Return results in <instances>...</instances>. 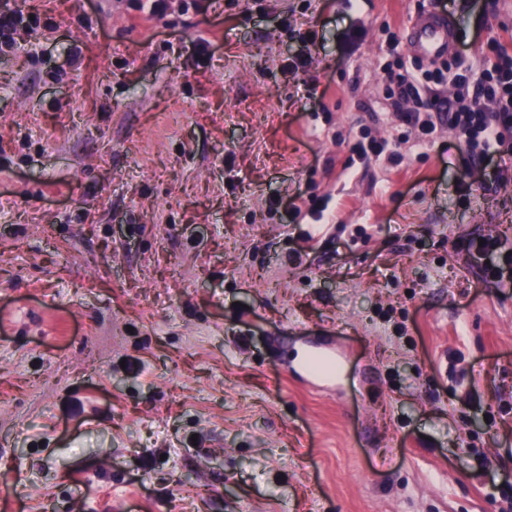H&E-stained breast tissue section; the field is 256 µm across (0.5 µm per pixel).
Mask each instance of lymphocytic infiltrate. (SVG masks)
<instances>
[{"label":"lymphocytic infiltrate","mask_w":512,"mask_h":512,"mask_svg":"<svg viewBox=\"0 0 512 512\" xmlns=\"http://www.w3.org/2000/svg\"><path fill=\"white\" fill-rule=\"evenodd\" d=\"M443 68L391 72L383 108L400 117L398 142H430L441 123L458 131L472 164H485L492 173L512 167V52L496 46L481 69L463 67L452 79L456 92L439 99L433 85L447 79Z\"/></svg>","instance_id":"1"}]
</instances>
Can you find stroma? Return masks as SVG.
Wrapping results in <instances>:
<instances>
[{
    "instance_id": "obj_1",
    "label": "stroma",
    "mask_w": 512,
    "mask_h": 512,
    "mask_svg": "<svg viewBox=\"0 0 512 512\" xmlns=\"http://www.w3.org/2000/svg\"><path fill=\"white\" fill-rule=\"evenodd\" d=\"M166 5L0 0V512H512V172L349 160L427 0ZM341 357L338 352L312 351L301 365L320 387H327L336 383V368Z\"/></svg>"
}]
</instances>
